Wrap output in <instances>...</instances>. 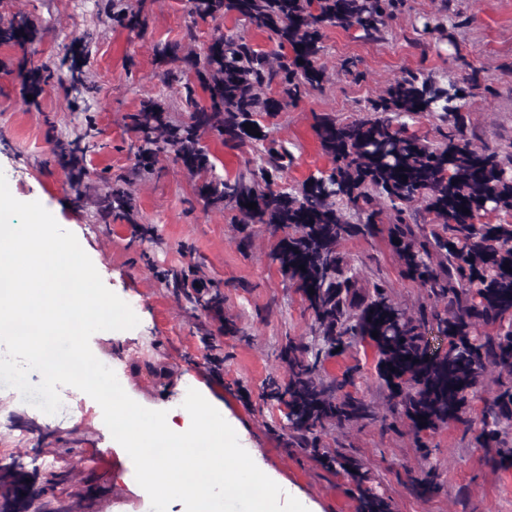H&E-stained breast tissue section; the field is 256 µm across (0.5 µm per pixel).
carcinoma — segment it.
I'll return each mask as SVG.
<instances>
[{"instance_id":"obj_1","label":"carcinoma","mask_w":512,"mask_h":512,"mask_svg":"<svg viewBox=\"0 0 512 512\" xmlns=\"http://www.w3.org/2000/svg\"><path fill=\"white\" fill-rule=\"evenodd\" d=\"M406 0H186L191 24L183 42L196 39L195 25L233 17L265 34L291 55L266 51L240 32L215 28L203 53H185L183 42L159 40L153 56L160 82L181 90L187 119L176 122L159 97L141 101L124 116L132 134L131 173L156 171L160 158L172 157L199 178L196 195L203 207L227 211L241 224L238 246L251 247L252 226L271 237L269 258L288 287L299 295L311 323L306 336L286 337L280 348L288 378L272 377L262 387L266 404L286 408L288 447L299 448L328 471L351 481L361 512H393L390 499L371 486L372 478L355 446L352 431L379 428L414 437L449 426L463 428L468 444L484 449L482 464L494 473L512 471V151L479 140L465 112L467 98L495 92L496 79L474 68L460 54L463 84L431 72L404 69L384 93L370 98L355 117L339 121L315 116V132L333 167L286 189L281 180L291 155L257 120L272 118L326 80L320 64L324 32L351 29L376 42ZM99 11L113 24L142 34L147 28L145 0H100ZM467 23L439 0L435 13L422 16V32L448 37L447 28ZM42 29L25 13L0 23V45L24 51ZM92 37L79 48L65 47L60 66L23 56L24 95L38 98L59 85L83 113L86 130L53 141L52 154L74 199L86 197V158L97 142L94 112L97 91L82 66ZM430 115L439 121L438 143L409 134L407 121ZM256 128V136L245 124ZM224 144H252L254 156L233 176L214 174L205 138ZM407 176L402 180L401 176ZM129 175L106 172L95 201L103 219L129 224L140 243L157 240L152 224L138 221ZM255 202L257 208L245 204ZM469 209V213L462 209ZM491 212L498 224H476ZM354 237L382 239L397 260L398 275L419 285L421 300L408 308L398 302L388 279L360 275L343 250ZM305 266L300 270L299 266ZM177 299L201 310L202 342L217 349L220 336H242L237 320L224 314V288L200 280L193 266L163 273ZM378 332V338L372 332ZM368 343L376 352L381 404L359 392L360 366L338 374L325 363ZM15 457L0 460V512H62L45 491H31ZM404 485L429 500L445 491L437 465L405 471Z\"/></svg>"}]
</instances>
